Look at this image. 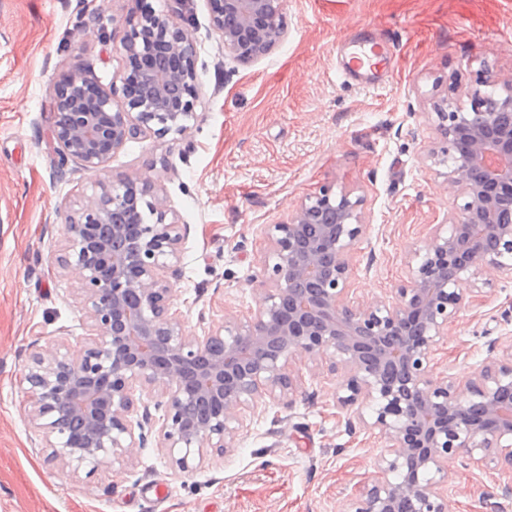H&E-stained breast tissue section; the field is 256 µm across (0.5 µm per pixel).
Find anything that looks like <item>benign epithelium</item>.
I'll return each mask as SVG.
<instances>
[{"label":"benign epithelium","mask_w":512,"mask_h":512,"mask_svg":"<svg viewBox=\"0 0 512 512\" xmlns=\"http://www.w3.org/2000/svg\"><path fill=\"white\" fill-rule=\"evenodd\" d=\"M210 3L224 51L237 60H258L285 36L284 0ZM175 4L169 14L128 22L122 104L101 87L86 96L90 77L79 63L53 82L49 132L60 166L74 161L98 173L129 140L191 135L197 57L186 2ZM482 85L502 93L476 90L470 111L447 100L436 113L442 146L431 158L451 162L448 184L466 201L448 233L436 229L415 250L417 264L392 303L361 308L348 299L352 250L366 228L362 200L324 186L288 222L261 228L271 274L254 313L189 335L173 305L181 225L166 221L150 179L98 180L66 214L55 256L77 279L86 336L64 354L34 351L22 377L28 421L51 457L73 472L107 468L144 447L145 430L154 429L173 469L188 472L192 450L227 456L260 401L297 393L298 364L320 361L328 373H344L336 408L348 427L376 430L389 443L376 458L383 478L363 490L355 512H450L443 486L461 455L494 464L507 478L502 495L511 496L512 342L463 385L432 366L469 304L462 284L483 271L512 277V78L489 72ZM143 201L155 222L126 223ZM158 392L167 400L156 420L148 401ZM137 396L146 398L139 417ZM390 473L399 480H387Z\"/></svg>","instance_id":"obj_1"}]
</instances>
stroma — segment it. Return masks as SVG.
<instances>
[{"mask_svg": "<svg viewBox=\"0 0 512 512\" xmlns=\"http://www.w3.org/2000/svg\"><path fill=\"white\" fill-rule=\"evenodd\" d=\"M174 0H0V512H353L379 476L378 433L351 430L336 407L339 377H306L285 405L258 410L226 458L207 452L175 472L155 441L108 468L70 473L49 461L27 420L21 383L32 348L66 353L86 330L77 283L56 266L67 212L97 175L59 167L49 137V87L83 63L122 101L129 19ZM187 27L201 85L193 133L127 142L110 179L151 178L168 220L185 225L174 303L187 334L250 316L267 273L264 224L288 222L304 198L333 187L363 201L355 302L391 298L413 253L449 227L460 192L429 152L443 100L478 89L486 72L512 77V0H285V37L266 56L225 55L209 0H189ZM380 38L392 57L378 82L345 77L352 40ZM433 356L465 381L512 338V278L487 272ZM452 512H512L489 464H452Z\"/></svg>", "mask_w": 512, "mask_h": 512, "instance_id": "1", "label": "stroma"}]
</instances>
